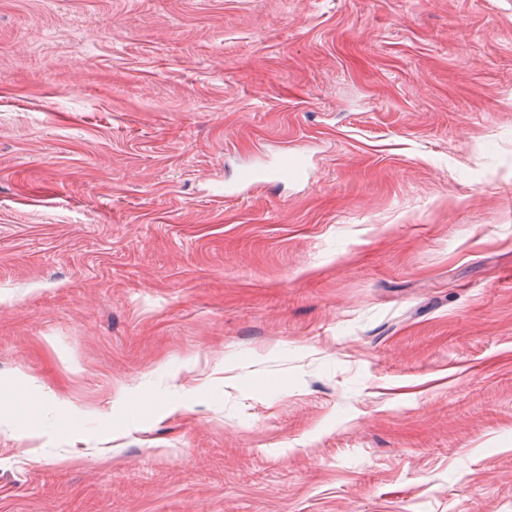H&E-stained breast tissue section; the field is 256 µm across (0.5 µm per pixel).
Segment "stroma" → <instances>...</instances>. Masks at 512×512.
<instances>
[{
    "label": "stroma",
    "mask_w": 512,
    "mask_h": 512,
    "mask_svg": "<svg viewBox=\"0 0 512 512\" xmlns=\"http://www.w3.org/2000/svg\"><path fill=\"white\" fill-rule=\"evenodd\" d=\"M0 512H512V0H0ZM307 168L298 154L283 152L271 166L244 167L237 171L235 187L256 188L267 184H297L305 180Z\"/></svg>",
    "instance_id": "obj_1"
}]
</instances>
